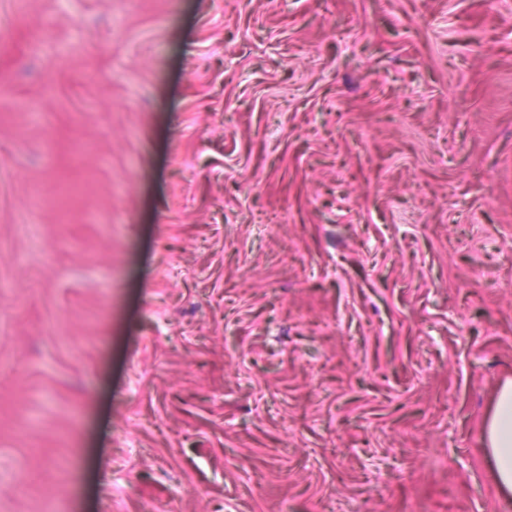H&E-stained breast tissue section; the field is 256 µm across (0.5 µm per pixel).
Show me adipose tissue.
Wrapping results in <instances>:
<instances>
[{
    "mask_svg": "<svg viewBox=\"0 0 512 512\" xmlns=\"http://www.w3.org/2000/svg\"><path fill=\"white\" fill-rule=\"evenodd\" d=\"M483 439L493 460V477L500 487L512 489V381L498 389L495 409Z\"/></svg>",
    "mask_w": 512,
    "mask_h": 512,
    "instance_id": "1",
    "label": "adipose tissue"
}]
</instances>
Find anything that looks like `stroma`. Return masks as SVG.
Here are the masks:
<instances>
[{"mask_svg":"<svg viewBox=\"0 0 512 512\" xmlns=\"http://www.w3.org/2000/svg\"><path fill=\"white\" fill-rule=\"evenodd\" d=\"M512 0H0V512H512ZM483 439L493 460V477L501 488L512 489V381L498 389L495 409Z\"/></svg>","mask_w":512,"mask_h":512,"instance_id":"obj_1","label":"stroma"}]
</instances>
